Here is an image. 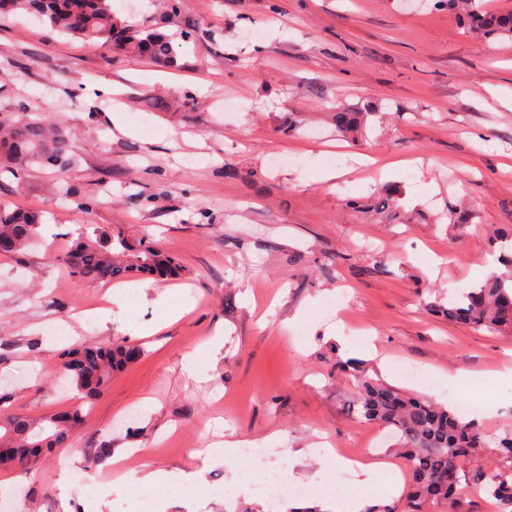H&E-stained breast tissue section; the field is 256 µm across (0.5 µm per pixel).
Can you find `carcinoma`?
<instances>
[{"label": "carcinoma", "instance_id": "cac0c4a2", "mask_svg": "<svg viewBox=\"0 0 512 512\" xmlns=\"http://www.w3.org/2000/svg\"><path fill=\"white\" fill-rule=\"evenodd\" d=\"M435 6L464 11L468 29L480 40L512 38V10L492 11L476 0H435ZM20 12L39 17L58 35L109 48L132 58H148L166 68L180 67L183 45L195 38L193 26L179 23V0H163L157 19L131 23L115 9L113 0H0V19ZM369 112L338 106L329 113L336 133L354 140L365 136ZM75 141L70 133L44 113L0 118V166L12 175L31 167L64 171L75 163ZM372 211L397 224L408 222L400 195L393 189L376 196ZM42 214L10 210L0 205V245L5 256L23 254L39 239ZM500 249L506 271L491 275L465 295L444 303L437 298L429 309L453 323L483 328L490 333L512 330V232L490 237ZM72 276L85 282H121L135 274L167 280L181 272L171 250L149 237L128 240L123 232L97 230L80 236L60 258ZM144 355L142 347L120 342L110 347H68L60 352L61 366L81 399L100 396L117 373ZM12 394H0V468H34L43 449L63 448L83 420V409L74 407L35 420L8 410ZM351 414L364 424L382 425L399 437L407 461L413 492L408 512H429L441 506L460 512L462 479L468 463L486 435L473 420H462L447 406L430 399L407 395L384 383L363 380L356 387ZM488 495L512 508V463L502 467L484 484Z\"/></svg>", "mask_w": 512, "mask_h": 512}]
</instances>
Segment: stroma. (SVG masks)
<instances>
[{
    "instance_id": "35a3bbf8",
    "label": "stroma",
    "mask_w": 512,
    "mask_h": 512,
    "mask_svg": "<svg viewBox=\"0 0 512 512\" xmlns=\"http://www.w3.org/2000/svg\"><path fill=\"white\" fill-rule=\"evenodd\" d=\"M180 17L200 30L175 70L49 35L27 14L0 22V114L51 112L77 145L67 172L0 178V203L41 210L57 227L38 249L0 256V389L16 392L17 411L47 416L75 397L62 348L145 349L84 401L72 447L33 471L0 469V498L16 499L18 512H139L144 496L155 512L255 507L259 495L222 493L250 473L230 459L204 469L196 457L232 430L272 437L268 475L313 484L326 462L306 450L319 440L371 452L375 428L349 413L356 375L339 371L340 359L443 404L487 392L478 423L493 436L512 431V386L489 379L512 367V332L427 309L432 296L502 270L487 232L512 225V40L476 41L433 0H180ZM256 27L264 38L245 40ZM184 91L193 104L177 103ZM339 105L385 115L355 142L327 121ZM116 112L129 133L113 127ZM290 118L300 129L286 136ZM329 168L339 176L321 180ZM55 184L70 200L49 196ZM385 185L401 191L413 223L352 208ZM157 192L160 203H128ZM78 199L92 201L88 213H76ZM84 224L161 241L185 270L186 295L168 280L111 293L70 277L59 258ZM343 293L353 304L343 320L321 316ZM146 323L158 332L140 335ZM194 351L191 378L182 362ZM435 369L482 384L449 397L433 389ZM106 443L110 458L97 460ZM128 456L129 472L96 484L92 498L79 492L75 477L95 481ZM146 467L166 482L141 484ZM198 469L200 483L188 481ZM313 486L304 506L370 493L347 479Z\"/></svg>"
}]
</instances>
